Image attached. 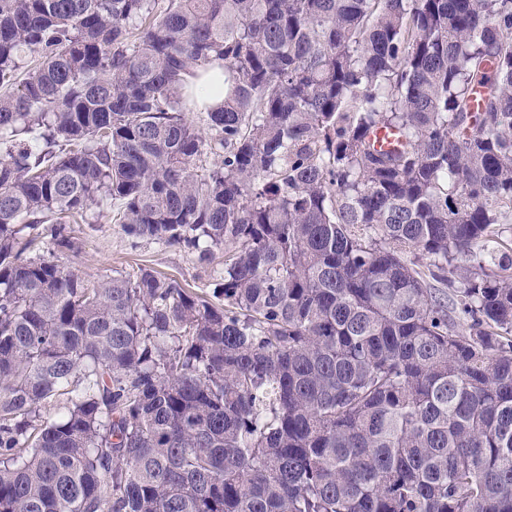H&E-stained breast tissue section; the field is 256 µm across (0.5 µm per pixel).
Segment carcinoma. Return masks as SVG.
Listing matches in <instances>:
<instances>
[{
    "instance_id": "cac0c4a2",
    "label": "carcinoma",
    "mask_w": 512,
    "mask_h": 512,
    "mask_svg": "<svg viewBox=\"0 0 512 512\" xmlns=\"http://www.w3.org/2000/svg\"><path fill=\"white\" fill-rule=\"evenodd\" d=\"M511 209L512 0H0V512H512ZM78 248L74 252L57 253L59 263L74 270L86 281L94 282L115 269H130L143 264L185 288L212 294L216 287L214 271L224 265V252L216 251L211 263H200L197 258L178 247H159L142 242L132 248L112 221V211L94 210L90 224L79 221L69 224Z\"/></svg>"
}]
</instances>
